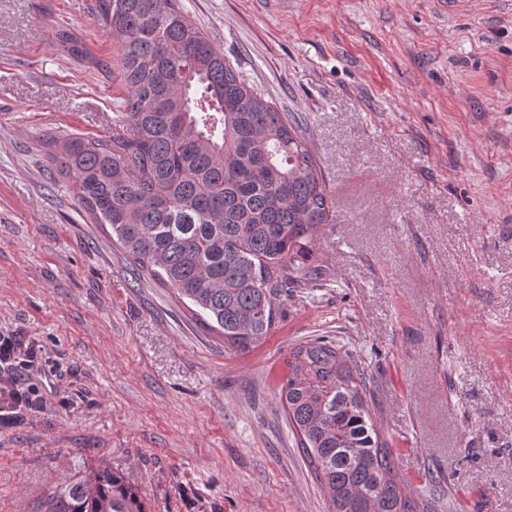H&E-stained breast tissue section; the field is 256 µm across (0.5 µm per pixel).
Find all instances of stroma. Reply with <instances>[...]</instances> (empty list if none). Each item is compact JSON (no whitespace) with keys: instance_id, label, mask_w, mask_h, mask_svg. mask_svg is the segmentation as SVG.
Masks as SVG:
<instances>
[{"instance_id":"obj_1","label":"stroma","mask_w":512,"mask_h":512,"mask_svg":"<svg viewBox=\"0 0 512 512\" xmlns=\"http://www.w3.org/2000/svg\"><path fill=\"white\" fill-rule=\"evenodd\" d=\"M95 0H0V334L43 345V404L0 423V512L108 465L147 512H330L288 426V351L327 336L437 512H512V0H180L279 111L336 202L249 351L136 280L41 142L112 134L120 44ZM66 30L89 55L68 54Z\"/></svg>"}]
</instances>
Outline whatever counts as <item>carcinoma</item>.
<instances>
[{
	"label": "carcinoma",
	"mask_w": 512,
	"mask_h": 512,
	"mask_svg": "<svg viewBox=\"0 0 512 512\" xmlns=\"http://www.w3.org/2000/svg\"><path fill=\"white\" fill-rule=\"evenodd\" d=\"M120 40L122 111L112 137L43 143L78 202L108 224L132 274L176 291L206 328L246 352L268 336L288 289L321 280L305 264L335 221L306 128L278 111L184 16L179 0H96ZM71 55H87L68 32ZM280 402L331 512H435L405 489L366 406L371 376L328 337L294 345ZM39 512H146L109 466L47 493Z\"/></svg>",
	"instance_id": "1"
}]
</instances>
